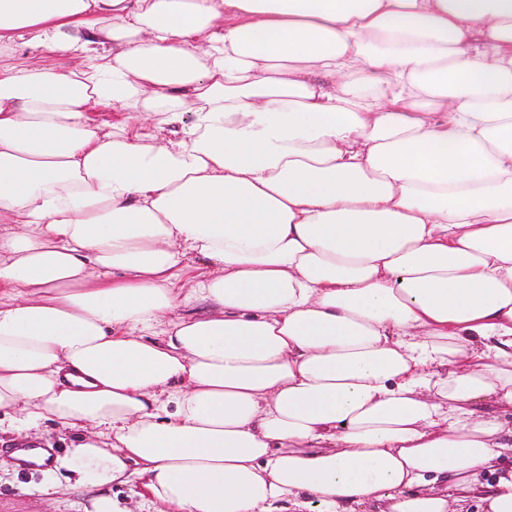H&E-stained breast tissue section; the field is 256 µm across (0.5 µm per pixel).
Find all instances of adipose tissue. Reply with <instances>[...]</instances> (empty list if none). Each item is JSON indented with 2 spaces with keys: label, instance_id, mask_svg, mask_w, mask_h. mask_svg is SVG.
Masks as SVG:
<instances>
[{
  "label": "adipose tissue",
  "instance_id": "adipose-tissue-1",
  "mask_svg": "<svg viewBox=\"0 0 512 512\" xmlns=\"http://www.w3.org/2000/svg\"><path fill=\"white\" fill-rule=\"evenodd\" d=\"M511 411L512 0H0V432L80 434L45 490L463 512L493 470L512 512Z\"/></svg>",
  "mask_w": 512,
  "mask_h": 512
}]
</instances>
